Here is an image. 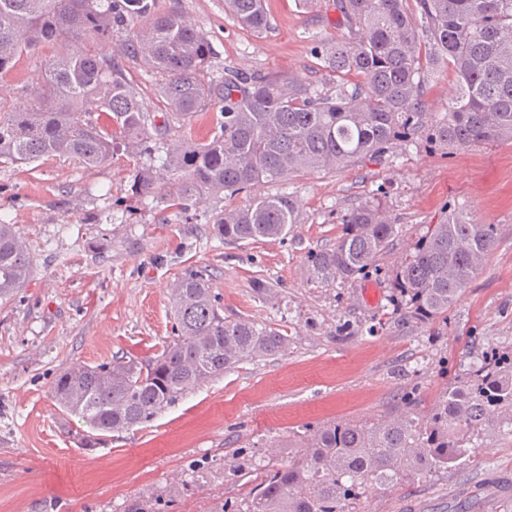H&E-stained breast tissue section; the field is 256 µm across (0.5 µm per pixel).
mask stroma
Wrapping results in <instances>:
<instances>
[{"instance_id":"stroma-1","label":"stroma","mask_w":512,"mask_h":512,"mask_svg":"<svg viewBox=\"0 0 512 512\" xmlns=\"http://www.w3.org/2000/svg\"><path fill=\"white\" fill-rule=\"evenodd\" d=\"M207 37L210 79L225 70L299 76L319 90L336 82L314 50L348 38L332 0H265L268 23L244 28L224 0H160ZM23 56L0 80L17 107L21 88L60 53ZM422 110L430 130L458 79L451 65L423 60ZM123 157L86 170L65 159L0 165V218L14 224L33 260L24 288L0 301V512H236L265 467L287 463L300 438L332 421L371 422L405 407L424 417L453 374L474 356L512 351V143L447 150L425 135L384 157L341 171L260 182L248 194H203L189 211L162 193L131 192ZM291 194L298 222L282 239L227 241L215 217L250 196ZM381 199L400 232L376 271L323 284L308 278L310 251L335 243L351 209ZM499 228L484 271L447 318L413 330L391 316L396 266L447 205ZM207 268L226 318L280 330L286 350L243 362L186 394L150 422L111 433L85 450L50 387L74 364L158 354L171 334L169 286ZM268 291L260 294L256 283ZM352 512H512V437L479 443L473 464L371 490Z\"/></svg>"}]
</instances>
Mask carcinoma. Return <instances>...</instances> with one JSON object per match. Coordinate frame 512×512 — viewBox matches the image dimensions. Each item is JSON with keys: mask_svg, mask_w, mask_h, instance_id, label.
<instances>
[{"mask_svg": "<svg viewBox=\"0 0 512 512\" xmlns=\"http://www.w3.org/2000/svg\"><path fill=\"white\" fill-rule=\"evenodd\" d=\"M405 2L336 0L349 38L320 45L324 68L336 76L330 94L299 78L233 70L205 80L208 39L159 0H0V78L39 47L69 43L66 53L45 61L29 108L18 111L0 97V164L62 157L92 169L119 155L133 172V194L146 198L158 193V160L180 184L169 198L178 210L203 193L237 195L260 181L345 169L421 132L424 50L452 63L459 83L430 140L455 150L511 142L512 0H415L412 12ZM224 12L245 28L266 24L264 0H224ZM116 33L124 40L114 48ZM125 58L160 76L162 115L142 108ZM216 104L212 137H180L156 155L153 144L173 124L185 126ZM298 209L291 196L254 197L224 210L214 224L230 241L282 238L298 223ZM344 224L334 244L309 253L308 278L365 276L398 234L378 198L353 208ZM497 240V225L477 222L462 207L427 225L396 267L397 324L413 328L448 314L485 269ZM31 269L14 226L0 220V299L23 287ZM171 314L174 336L156 356L76 364L55 376V406L87 426L75 433L81 445L92 448L107 433L145 424L208 380L288 345L277 329L224 318L203 271L178 280ZM496 430L512 433V352L478 359L448 384L424 421L397 413L312 431L299 455L263 473L240 512H344V503L367 488L469 464L480 437Z\"/></svg>", "mask_w": 512, "mask_h": 512, "instance_id": "1", "label": "carcinoma"}]
</instances>
